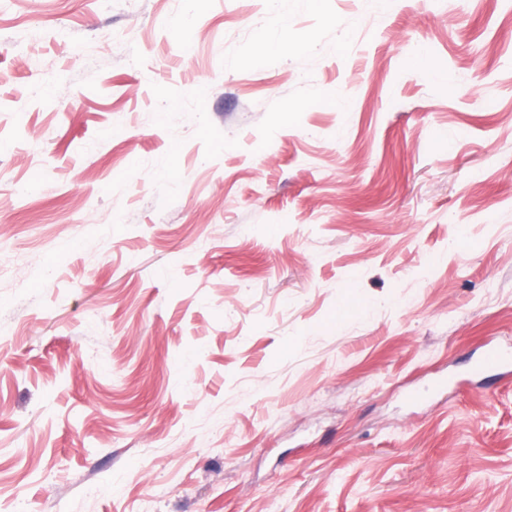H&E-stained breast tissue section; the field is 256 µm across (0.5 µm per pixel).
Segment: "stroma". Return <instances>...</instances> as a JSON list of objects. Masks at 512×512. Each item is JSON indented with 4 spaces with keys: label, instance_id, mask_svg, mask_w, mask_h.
<instances>
[{
    "label": "stroma",
    "instance_id": "stroma-1",
    "mask_svg": "<svg viewBox=\"0 0 512 512\" xmlns=\"http://www.w3.org/2000/svg\"><path fill=\"white\" fill-rule=\"evenodd\" d=\"M489 341L512 0H0V512H512ZM509 364V358L506 353L496 344L488 342L477 362L476 370L480 374L494 377Z\"/></svg>",
    "mask_w": 512,
    "mask_h": 512
}]
</instances>
